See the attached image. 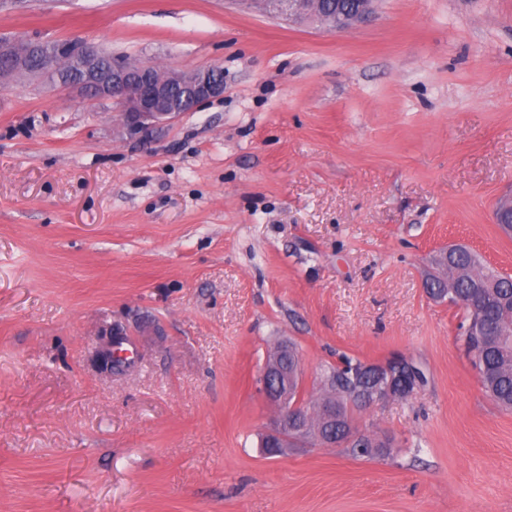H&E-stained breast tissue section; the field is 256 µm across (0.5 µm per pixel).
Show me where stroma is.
Listing matches in <instances>:
<instances>
[{
    "label": "stroma",
    "instance_id": "obj_1",
    "mask_svg": "<svg viewBox=\"0 0 512 512\" xmlns=\"http://www.w3.org/2000/svg\"><path fill=\"white\" fill-rule=\"evenodd\" d=\"M21 40L218 66L224 95L131 140L112 101L0 83V512H512V412L423 288L455 243L512 274V0H378L347 33L236 0H0ZM281 340L309 390L343 355L424 367L358 420L390 455L263 454Z\"/></svg>",
    "mask_w": 512,
    "mask_h": 512
}]
</instances>
